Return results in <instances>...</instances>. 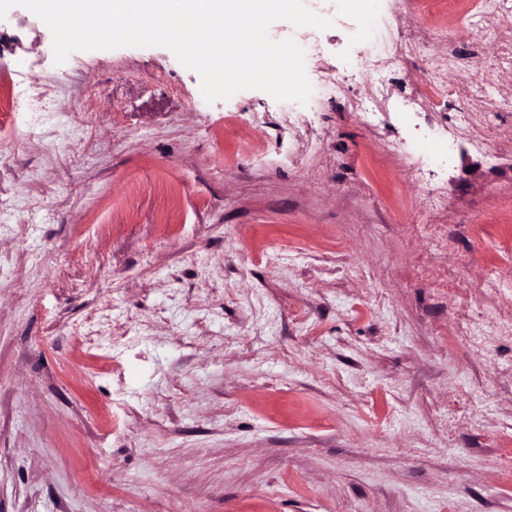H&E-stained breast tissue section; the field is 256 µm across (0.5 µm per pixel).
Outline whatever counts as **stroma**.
Wrapping results in <instances>:
<instances>
[{"instance_id": "obj_1", "label": "stroma", "mask_w": 512, "mask_h": 512, "mask_svg": "<svg viewBox=\"0 0 512 512\" xmlns=\"http://www.w3.org/2000/svg\"><path fill=\"white\" fill-rule=\"evenodd\" d=\"M329 2L304 104L0 20V512H512V13Z\"/></svg>"}]
</instances>
